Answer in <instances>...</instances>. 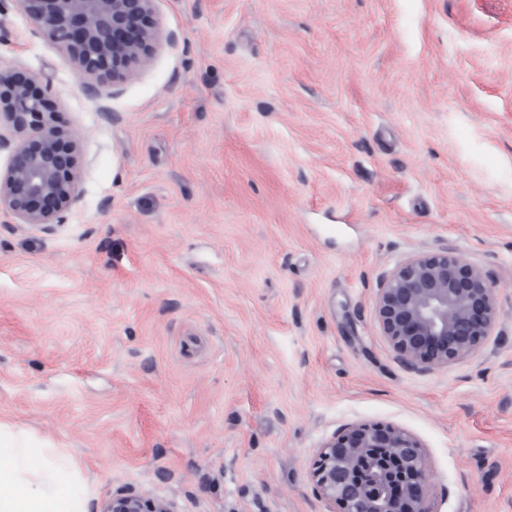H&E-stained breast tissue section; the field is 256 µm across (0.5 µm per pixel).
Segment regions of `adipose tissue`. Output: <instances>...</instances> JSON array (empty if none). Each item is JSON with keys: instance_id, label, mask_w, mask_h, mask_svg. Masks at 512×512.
<instances>
[{"instance_id": "ef3b65f1", "label": "adipose tissue", "mask_w": 512, "mask_h": 512, "mask_svg": "<svg viewBox=\"0 0 512 512\" xmlns=\"http://www.w3.org/2000/svg\"><path fill=\"white\" fill-rule=\"evenodd\" d=\"M0 512H89L88 483L50 441L0 421Z\"/></svg>"}]
</instances>
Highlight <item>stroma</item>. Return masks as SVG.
<instances>
[{
    "label": "stroma",
    "instance_id": "stroma-1",
    "mask_svg": "<svg viewBox=\"0 0 512 512\" xmlns=\"http://www.w3.org/2000/svg\"><path fill=\"white\" fill-rule=\"evenodd\" d=\"M154 7L179 46L107 115L0 0V66L48 90L81 169L63 223L0 212V420L71 458L90 512H328L309 470L352 422L421 441L432 512H512V0ZM445 245L498 324L412 372L376 281ZM100 512H176L172 503L155 501L146 505L143 497L130 491L116 492L112 498L106 500Z\"/></svg>",
    "mask_w": 512,
    "mask_h": 512
}]
</instances>
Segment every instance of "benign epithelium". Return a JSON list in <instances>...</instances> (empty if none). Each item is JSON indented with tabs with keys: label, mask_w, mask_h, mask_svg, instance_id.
Instances as JSON below:
<instances>
[{
	"label": "benign epithelium",
	"mask_w": 512,
	"mask_h": 512,
	"mask_svg": "<svg viewBox=\"0 0 512 512\" xmlns=\"http://www.w3.org/2000/svg\"><path fill=\"white\" fill-rule=\"evenodd\" d=\"M35 33L85 78L97 100L177 45L154 0H18ZM0 148L13 146L0 175V209L22 224L50 229L80 198L79 145L34 78L0 68ZM375 312L401 365L416 372L476 354L496 328L494 286L477 265L444 246L414 255L377 278ZM330 512H433L421 442L393 424L354 422L319 449L310 471ZM100 512H175L172 503L117 492Z\"/></svg>",
	"instance_id": "benign-epithelium-1"
}]
</instances>
